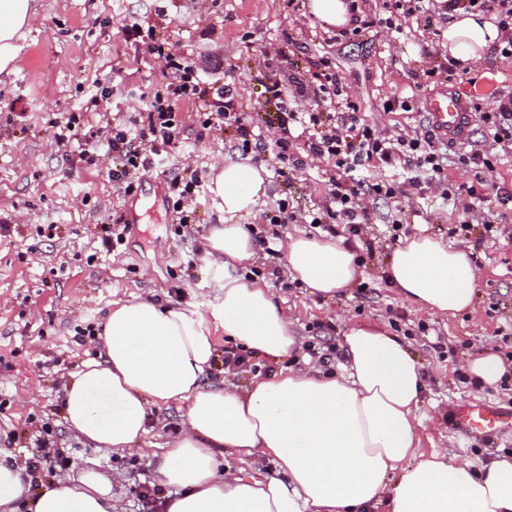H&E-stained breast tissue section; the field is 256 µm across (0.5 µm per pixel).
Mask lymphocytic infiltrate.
Instances as JSON below:
<instances>
[{
    "instance_id": "lymphocytic-infiltrate-1",
    "label": "lymphocytic infiltrate",
    "mask_w": 512,
    "mask_h": 512,
    "mask_svg": "<svg viewBox=\"0 0 512 512\" xmlns=\"http://www.w3.org/2000/svg\"><path fill=\"white\" fill-rule=\"evenodd\" d=\"M124 30L128 42L147 47L151 54L164 58L171 71L168 82L153 92L137 127H112L107 131L105 141L112 157L110 176L124 192H132L134 175L164 167L169 157L168 146L181 134L182 121L177 110L181 102L196 105L202 125H235L242 154L265 150V143L256 138L245 121L234 82L204 80L202 68L177 56L170 42L158 41L152 27L135 21L125 25ZM310 65L323 75L322 81L313 87L314 100L340 102L339 112L326 115L319 111H293L285 100L286 86L277 81L269 92L276 101L280 137L275 148L279 160L294 168L302 166V159L288 152L295 138L301 137L309 153L333 161L336 168L335 175L328 179L332 206L315 212L312 224H343L355 235L369 221L367 211L360 205L363 196L393 198L405 183L447 182L444 156L435 149L431 132L411 139L380 137L362 122L358 106L345 98L342 83L328 58L311 57ZM374 157L385 165L386 174L369 175L365 162Z\"/></svg>"
}]
</instances>
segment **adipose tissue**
Instances as JSON below:
<instances>
[{
  "label": "adipose tissue",
  "instance_id": "obj_1",
  "mask_svg": "<svg viewBox=\"0 0 512 512\" xmlns=\"http://www.w3.org/2000/svg\"><path fill=\"white\" fill-rule=\"evenodd\" d=\"M36 0H0V72L23 49ZM505 37L478 12L453 9L442 33L448 57L479 64ZM267 172L227 161L212 192L223 215L205 238L209 266L224 274L214 312L225 337L261 355L285 358L299 344L293 323L269 289L228 276L257 246L236 218L256 212ZM294 280L331 296L359 275L341 239L288 236ZM386 275L418 309L453 315L471 307L477 270L470 253L417 235L397 246ZM340 376L288 367L244 390L204 381L214 357L211 327L155 300L115 303L99 357L88 359L65 388L66 421L84 442L121 453L151 432L152 408L178 405L180 427L154 457V479L169 494L165 512H512V461L475 467L425 452L416 411L420 366L404 342L374 324L344 335ZM275 462L268 478L221 466L220 458ZM396 482H389L390 473ZM121 472L88 473L24 493L25 474L0 457V512H123L112 486Z\"/></svg>",
  "mask_w": 512,
  "mask_h": 512
}]
</instances>
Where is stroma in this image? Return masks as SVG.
<instances>
[{
  "mask_svg": "<svg viewBox=\"0 0 512 512\" xmlns=\"http://www.w3.org/2000/svg\"><path fill=\"white\" fill-rule=\"evenodd\" d=\"M310 0H170L156 15L153 0H38L37 12L20 58L0 74V451L24 466L39 453L48 435L61 454L40 480H68L89 472L121 471L113 486L125 512H147L139 494L150 484V469L134 450L104 454L86 447L68 426L64 387L88 358L99 352L97 334L114 302L136 297L178 303L187 312L211 319L223 294L224 277L209 269L203 243L220 213L212 167L232 160L268 173L267 195L259 215L239 221L270 249L260 252L255 281L266 283L276 303L294 323L301 340L300 365L333 373L346 362L344 334L355 323H373L409 344L426 389L419 403L421 446L475 464L512 457V426L491 435L461 429L455 416L465 405H483L512 416V381L493 387L472 385L462 365L467 357L492 352L512 359V203L487 198L486 182L512 194V147L488 138L481 113L499 98L512 96V56L492 52L477 67L445 80L448 51L436 28L393 13L394 0H358L367 28L340 34L324 30L309 12ZM393 17L395 28L382 18ZM154 26L176 54L204 63L219 57L231 71L255 133L266 143L279 136L269 117L276 107L267 91L282 73L304 71L314 55L331 59L348 97L379 136L407 138L428 130L427 97L443 89L460 90L474 118L467 137L453 142L436 135L448 157L454 202L439 200L438 185L405 187L388 199L360 202L371 217L359 236L337 225L336 234L362 256L361 276L331 297L292 280L281 250L288 235L313 234L310 215L327 203L326 182L334 167L307 153L303 164L282 166L274 151L241 155L232 126L202 127L195 105L181 104L183 141L172 148L169 167L140 174L132 194H124L108 175L112 158L98 151L92 162L72 163L65 151L84 148L88 137L126 124L142 111L150 93L165 81L164 59L135 50L126 40V19ZM290 33L293 44L282 41ZM120 78H113V71ZM113 78L112 94L99 102L98 82ZM407 109L386 111L391 98ZM78 136L70 148L55 138L71 115ZM487 152L493 172H476L463 161L470 150ZM196 176L204 191L193 200V223L180 224L172 208L173 176ZM483 204L470 208L472 196ZM286 204L292 219L272 224L268 215ZM139 214L116 249L103 246L108 224ZM436 236L472 252L477 288L470 311L453 316L418 310L387 280L385 266L399 240ZM208 382L248 386L254 377L279 372L281 362L218 343ZM244 355L247 364L227 368L224 352Z\"/></svg>",
  "mask_w": 512,
  "mask_h": 512,
  "instance_id": "35a3bbf8",
  "label": "stroma"
}]
</instances>
